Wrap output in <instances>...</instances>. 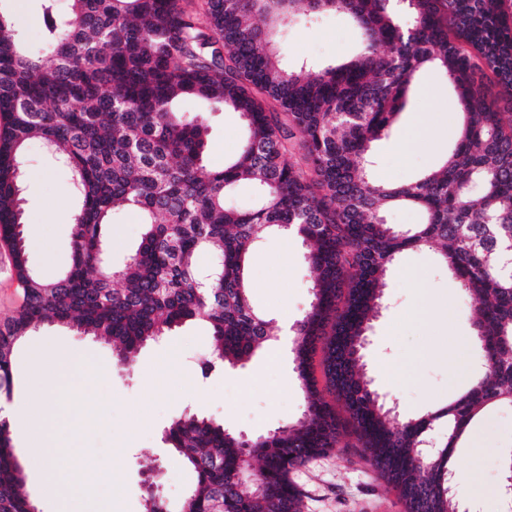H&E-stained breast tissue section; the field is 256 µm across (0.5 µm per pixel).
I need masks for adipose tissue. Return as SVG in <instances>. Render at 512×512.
<instances>
[{
    "label": "adipose tissue",
    "instance_id": "adipose-tissue-1",
    "mask_svg": "<svg viewBox=\"0 0 512 512\" xmlns=\"http://www.w3.org/2000/svg\"><path fill=\"white\" fill-rule=\"evenodd\" d=\"M43 352L40 346L29 350L28 377L36 390L35 396H21L9 408V414L22 434L29 461L41 485L54 491L57 512H112L111 507L99 504L102 465L82 460L72 469L63 471L54 464L56 456L63 450L60 437L64 425L55 401L60 388L68 387L90 411H98L104 402L93 389L70 382V371L81 361L79 354H66L49 372L44 367Z\"/></svg>",
    "mask_w": 512,
    "mask_h": 512
}]
</instances>
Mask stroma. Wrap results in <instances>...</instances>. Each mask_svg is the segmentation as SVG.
I'll return each mask as SVG.
<instances>
[{
    "instance_id": "stroma-1",
    "label": "stroma",
    "mask_w": 512,
    "mask_h": 512,
    "mask_svg": "<svg viewBox=\"0 0 512 512\" xmlns=\"http://www.w3.org/2000/svg\"><path fill=\"white\" fill-rule=\"evenodd\" d=\"M0 12L13 23L30 52L43 54L42 0H0ZM289 64L308 59L340 62L358 48V36L341 14H324L291 25L281 37ZM179 110L206 112L204 104L184 100ZM207 167L223 168L237 152L242 122L235 112H206ZM456 101L439 71L427 69L388 138L376 142L374 178L405 184L435 168L454 144ZM25 234L31 268L44 280L60 277L72 264L76 207L69 170L32 140L25 154ZM143 226L137 213L114 214L107 236L113 265L137 249ZM299 237L285 233L260 239L252 248L248 276L254 308L275 324L296 322L312 301L311 279ZM425 280L441 315L417 323V280ZM473 300L458 291L433 251L408 249L390 267L384 308L374 320L363 361L378 391L399 417H416L448 403L470 384L483 357L474 345ZM212 331L199 323L177 328L165 342L143 348L132 369L112 358V347L67 327L41 325L36 339L51 340L54 355L80 352L96 373L95 388L108 402L102 414H87L68 393L56 400L66 415L73 452L61 453L68 468L86 458L111 464L117 480L105 483L117 512H144L142 475L159 467V491L178 512L195 482L191 469L170 454L162 433L175 416L195 413L246 436L295 422L304 410V393L292 362L290 338L282 354L266 348L245 368L202 376L200 360L212 348ZM512 453V405L485 412L454 455L457 494L473 512H512L501 493L503 459ZM301 495V512H405L397 492L352 448H332L291 475Z\"/></svg>"
}]
</instances>
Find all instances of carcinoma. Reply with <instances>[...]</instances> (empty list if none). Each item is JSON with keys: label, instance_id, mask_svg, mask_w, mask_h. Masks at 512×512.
Segmentation results:
<instances>
[{"label": "carcinoma", "instance_id": "cac0c4a2", "mask_svg": "<svg viewBox=\"0 0 512 512\" xmlns=\"http://www.w3.org/2000/svg\"><path fill=\"white\" fill-rule=\"evenodd\" d=\"M44 0L50 58L31 55L0 13V242L21 303L0 324V393L10 394L15 348L56 322L100 336L117 363L193 321L212 330L203 376L244 365L276 336L250 299V248L272 231L302 239L313 290L293 327L302 417L252 438L195 414L174 417L163 441L196 474L191 512H300L290 474L315 455L357 449L398 493L406 512H457L453 454L486 409L512 404V0H69L61 18ZM339 12L359 35L340 65L290 68L278 34L300 11ZM434 68L453 87L462 120L439 170L389 184L370 175L372 144L405 110L418 74ZM503 95H492L486 80ZM183 99L243 121L236 155L204 164L206 118ZM39 138L72 176V265L42 280L30 267L22 177L25 147ZM258 204L226 203L239 183ZM136 207L144 225L134 254L105 259L115 212ZM418 210L406 228L387 208ZM435 248L475 302L481 377L457 400L398 419L359 367L384 276L404 250ZM217 258L203 282L198 258ZM322 346L327 389L311 359ZM438 432L435 462L422 469ZM32 501L7 421L0 420V512Z\"/></svg>", "mask_w": 512, "mask_h": 512}]
</instances>
